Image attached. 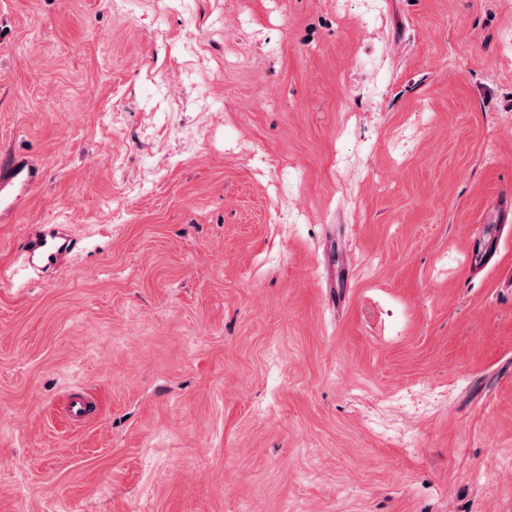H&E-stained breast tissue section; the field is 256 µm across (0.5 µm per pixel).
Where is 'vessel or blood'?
I'll use <instances>...</instances> for the list:
<instances>
[{
	"label": "vessel or blood",
	"mask_w": 512,
	"mask_h": 512,
	"mask_svg": "<svg viewBox=\"0 0 512 512\" xmlns=\"http://www.w3.org/2000/svg\"><path fill=\"white\" fill-rule=\"evenodd\" d=\"M44 179V169L36 161L22 156L0 158V223H15L28 194ZM70 242L56 224L41 225L26 241L30 258L43 265L56 263Z\"/></svg>",
	"instance_id": "1"
}]
</instances>
